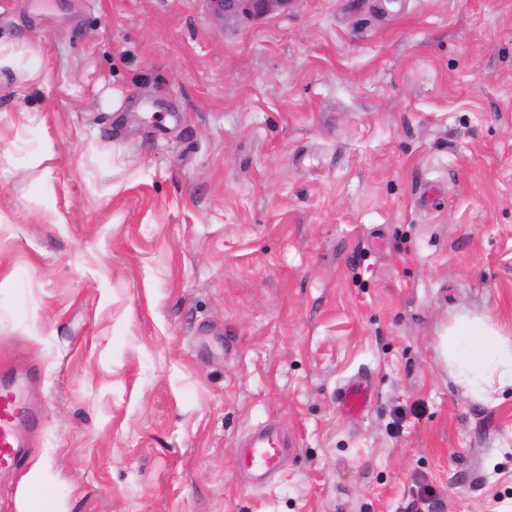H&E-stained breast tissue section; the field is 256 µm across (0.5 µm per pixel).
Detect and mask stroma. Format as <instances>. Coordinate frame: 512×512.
Segmentation results:
<instances>
[{"label":"stroma","mask_w":512,"mask_h":512,"mask_svg":"<svg viewBox=\"0 0 512 512\" xmlns=\"http://www.w3.org/2000/svg\"><path fill=\"white\" fill-rule=\"evenodd\" d=\"M0 54V512L38 460L40 512H512V394L436 348L512 327V0H0ZM210 12L224 22L252 19L285 10L292 0H206ZM512 333L491 313H451L439 338V352L455 382L471 396L492 401L511 388ZM25 381L17 369L0 373V486L15 474L25 455L24 430L40 423L27 402ZM371 400L368 388L361 383H353L343 387L338 393L340 408L349 414L363 411ZM286 440L274 426H265L249 434L241 444L237 466L251 481L263 484L278 469Z\"/></svg>","instance_id":"stroma-1"}]
</instances>
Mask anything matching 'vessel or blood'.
<instances>
[{
	"label": "vessel or blood",
	"instance_id": "vessel-or-blood-1",
	"mask_svg": "<svg viewBox=\"0 0 512 512\" xmlns=\"http://www.w3.org/2000/svg\"><path fill=\"white\" fill-rule=\"evenodd\" d=\"M371 400L360 383L343 387L338 393L340 408L349 414L363 411ZM40 419L26 399L25 378L15 370L0 374V483L13 476L25 455L24 430L39 425ZM286 441L274 426L249 434L241 444L237 466L251 481L263 484L276 472Z\"/></svg>",
	"mask_w": 512,
	"mask_h": 512
}]
</instances>
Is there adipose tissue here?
<instances>
[{
    "label": "adipose tissue",
    "instance_id": "adipose-tissue-1",
    "mask_svg": "<svg viewBox=\"0 0 512 512\" xmlns=\"http://www.w3.org/2000/svg\"><path fill=\"white\" fill-rule=\"evenodd\" d=\"M438 347L455 382L471 396L490 401L512 389V334L492 314H450Z\"/></svg>",
    "mask_w": 512,
    "mask_h": 512
}]
</instances>
